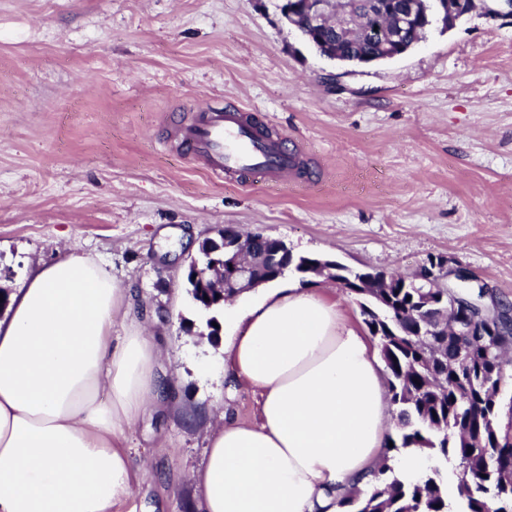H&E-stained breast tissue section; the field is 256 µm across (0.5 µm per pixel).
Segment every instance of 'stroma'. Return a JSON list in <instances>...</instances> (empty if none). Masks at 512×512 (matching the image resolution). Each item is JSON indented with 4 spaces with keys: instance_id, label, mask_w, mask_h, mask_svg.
Instances as JSON below:
<instances>
[{
    "instance_id": "35a3bbf8",
    "label": "stroma",
    "mask_w": 512,
    "mask_h": 512,
    "mask_svg": "<svg viewBox=\"0 0 512 512\" xmlns=\"http://www.w3.org/2000/svg\"><path fill=\"white\" fill-rule=\"evenodd\" d=\"M281 0H0V290L93 258L127 288L172 378L125 435L137 471L115 512H203L190 479L227 387L224 339L182 286L218 225L297 255L410 275L433 255L512 305V19L475 11L370 67L320 56ZM237 104L301 157L288 185L212 178L180 125Z\"/></svg>"
}]
</instances>
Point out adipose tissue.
<instances>
[{
	"label": "adipose tissue",
	"instance_id": "adipose-tissue-1",
	"mask_svg": "<svg viewBox=\"0 0 512 512\" xmlns=\"http://www.w3.org/2000/svg\"><path fill=\"white\" fill-rule=\"evenodd\" d=\"M0 321V512H112L134 491L124 433L170 377L140 331L113 339L129 294L91 258L40 268ZM254 424L219 422L192 474L205 512H343L391 431L377 350L336 298L265 288L224 342Z\"/></svg>",
	"mask_w": 512,
	"mask_h": 512
}]
</instances>
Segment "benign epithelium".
<instances>
[{
  "label": "benign epithelium",
  "mask_w": 512,
  "mask_h": 512,
  "mask_svg": "<svg viewBox=\"0 0 512 512\" xmlns=\"http://www.w3.org/2000/svg\"><path fill=\"white\" fill-rule=\"evenodd\" d=\"M485 13L491 17L512 16V0H481ZM472 0H431L422 11L417 9L415 0H286L279 6L282 20L289 27L302 32L308 38L330 30L341 36L358 34L371 43L388 50V56L395 57L393 50L400 47L405 34L412 28H426L433 21L444 22L458 14L471 12ZM217 237L205 241L221 243L223 255L216 259L213 252L198 247L196 255L190 257L187 275L194 281L210 282L227 297V289L249 290L264 284L252 276L253 266L260 260L265 265V274L278 279L287 270L294 269L300 274H322L327 271L324 262L300 265L294 260L287 244L279 239L276 247L256 255L253 242L257 235L246 236L224 226L216 231ZM411 282L421 281L431 288L448 289V299L453 307H462L466 319L456 323L452 329L455 336H482V326L490 325L500 315L499 307L484 302L490 295L488 288H482L481 295L465 296L467 284L474 281L469 271L462 267L448 265L445 256L428 261L420 271L410 278Z\"/></svg>",
  "instance_id": "obj_1"
}]
</instances>
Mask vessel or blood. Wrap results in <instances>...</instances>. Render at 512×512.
<instances>
[{
	"instance_id": "obj_1",
	"label": "vessel or blood",
	"mask_w": 512,
	"mask_h": 512,
	"mask_svg": "<svg viewBox=\"0 0 512 512\" xmlns=\"http://www.w3.org/2000/svg\"><path fill=\"white\" fill-rule=\"evenodd\" d=\"M180 134L182 147L203 162L208 174L240 186H279L298 167L296 154L280 138L265 133L235 106L204 110Z\"/></svg>"
}]
</instances>
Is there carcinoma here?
Masks as SVG:
<instances>
[{
	"label": "carcinoma",
	"instance_id": "1",
	"mask_svg": "<svg viewBox=\"0 0 512 512\" xmlns=\"http://www.w3.org/2000/svg\"><path fill=\"white\" fill-rule=\"evenodd\" d=\"M341 51L355 56L375 52L372 43L349 40ZM445 289L431 295L441 301ZM361 313L377 339L388 373L391 405L400 433L386 453L419 448L437 464L416 480L401 479L383 462L372 472L366 492L342 502L352 512H448L453 499L459 512H512V444L495 420L500 407L492 396L502 370L496 353L512 351V332L502 329L490 345L470 344V373L460 374L448 362L455 344L445 329L436 336H414L428 306L423 288H376L359 295ZM455 459L464 479L448 481V461Z\"/></svg>",
	"mask_w": 512,
	"mask_h": 512
}]
</instances>
